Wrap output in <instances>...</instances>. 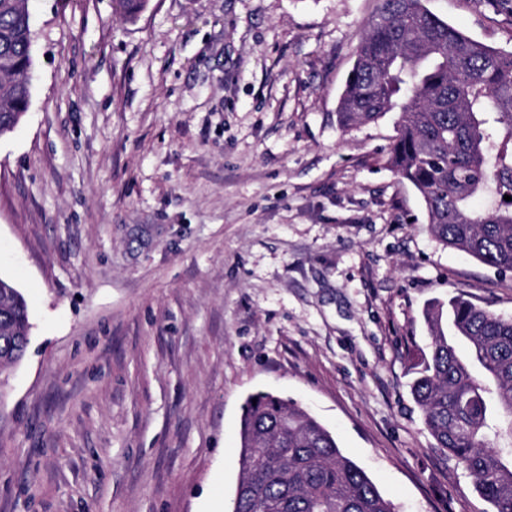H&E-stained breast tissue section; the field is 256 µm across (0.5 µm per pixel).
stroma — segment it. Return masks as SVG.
Instances as JSON below:
<instances>
[{"mask_svg":"<svg viewBox=\"0 0 512 512\" xmlns=\"http://www.w3.org/2000/svg\"><path fill=\"white\" fill-rule=\"evenodd\" d=\"M379 0H28L32 96L0 137V512H231L241 407L296 400L395 512H491L408 387L422 310L512 317L431 236L394 114L337 106ZM512 50V0H425ZM29 332V311L24 297L0 277V375L23 359Z\"/></svg>","mask_w":512,"mask_h":512,"instance_id":"obj_1","label":"stroma"}]
</instances>
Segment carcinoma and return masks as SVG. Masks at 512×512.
<instances>
[{
    "instance_id": "obj_1",
    "label": "carcinoma",
    "mask_w": 512,
    "mask_h": 512,
    "mask_svg": "<svg viewBox=\"0 0 512 512\" xmlns=\"http://www.w3.org/2000/svg\"><path fill=\"white\" fill-rule=\"evenodd\" d=\"M32 30L25 0H0V136L27 111ZM397 114L389 162L424 203L435 238L512 272V52L490 47L423 0H381L340 96L348 129ZM427 350L410 389L434 448L512 512V317L462 298L423 310ZM22 294L0 277V374L29 343ZM232 512H393L333 435L290 399L257 392L240 419Z\"/></svg>"
}]
</instances>
